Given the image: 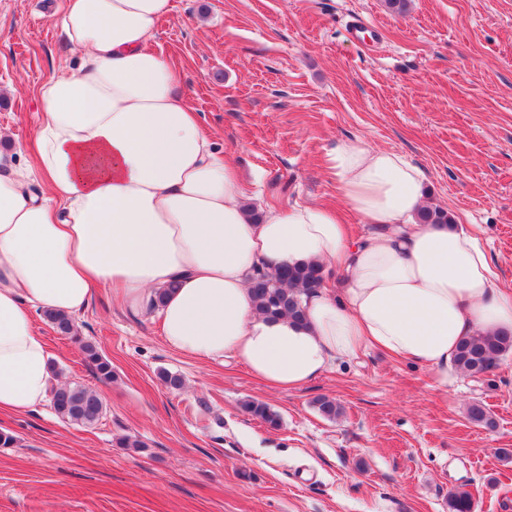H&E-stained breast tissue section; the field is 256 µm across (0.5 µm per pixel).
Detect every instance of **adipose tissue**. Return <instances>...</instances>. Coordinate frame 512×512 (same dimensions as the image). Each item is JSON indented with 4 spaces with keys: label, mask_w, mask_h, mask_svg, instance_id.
I'll use <instances>...</instances> for the list:
<instances>
[{
    "label": "adipose tissue",
    "mask_w": 512,
    "mask_h": 512,
    "mask_svg": "<svg viewBox=\"0 0 512 512\" xmlns=\"http://www.w3.org/2000/svg\"><path fill=\"white\" fill-rule=\"evenodd\" d=\"M171 12V0H65L61 27L82 59L39 88L34 161L0 153V412L49 396L36 313L77 315L101 288L132 313L165 290L168 347L235 360L274 389L375 347L428 367L441 390L463 337L512 332V289L467 225L420 222L425 175L402 153L358 140L329 155L337 191L369 227L361 237L320 203L254 219L236 166L153 45ZM283 264L338 269L344 286L311 294L303 321L265 317L252 279Z\"/></svg>",
    "instance_id": "ef3b65f1"
}]
</instances>
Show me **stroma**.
I'll use <instances>...</instances> for the list:
<instances>
[{
	"label": "stroma",
	"instance_id": "stroma-1",
	"mask_svg": "<svg viewBox=\"0 0 512 512\" xmlns=\"http://www.w3.org/2000/svg\"><path fill=\"white\" fill-rule=\"evenodd\" d=\"M64 0H0V128L32 139L38 88L77 65L59 29ZM155 45L247 202L341 205L327 157L365 140L426 176L429 201L469 225L512 286V0H172ZM59 377L96 389L106 413L82 427L51 405L0 414L19 439L0 448V512H512V354L490 373L420 365L370 350L296 390L235 362L166 346L153 311L98 290L74 322L112 363L98 383L78 344L43 314ZM180 375L178 390L160 374ZM341 415L323 417L318 397ZM266 403L270 427L243 409ZM481 403L495 425L470 423ZM143 440L121 448L122 436Z\"/></svg>",
	"mask_w": 512,
	"mask_h": 512
}]
</instances>
